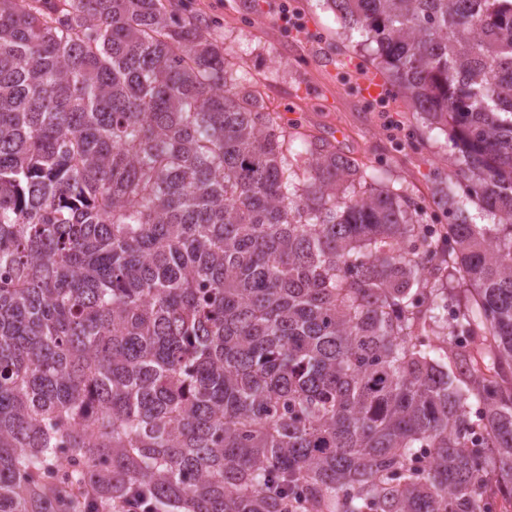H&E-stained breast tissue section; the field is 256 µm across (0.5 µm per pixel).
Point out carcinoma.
<instances>
[{"label": "carcinoma", "instance_id": "obj_1", "mask_svg": "<svg viewBox=\"0 0 512 512\" xmlns=\"http://www.w3.org/2000/svg\"><path fill=\"white\" fill-rule=\"evenodd\" d=\"M326 2L448 131L441 238L172 0H0V512L512 499V0Z\"/></svg>", "mask_w": 512, "mask_h": 512}]
</instances>
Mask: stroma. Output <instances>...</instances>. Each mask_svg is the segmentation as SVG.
Listing matches in <instances>:
<instances>
[{
	"label": "stroma",
	"mask_w": 512,
	"mask_h": 512,
	"mask_svg": "<svg viewBox=\"0 0 512 512\" xmlns=\"http://www.w3.org/2000/svg\"><path fill=\"white\" fill-rule=\"evenodd\" d=\"M299 23L283 26L266 0H182L186 14L208 20L212 40L224 47L225 65L261 92L266 111L329 139L359 163L388 169L426 205H433L434 173L447 151L443 131L423 130L409 102L392 87L365 99L360 84L384 78L358 33L349 31L323 0H290Z\"/></svg>",
	"instance_id": "35a3bbf8"
}]
</instances>
